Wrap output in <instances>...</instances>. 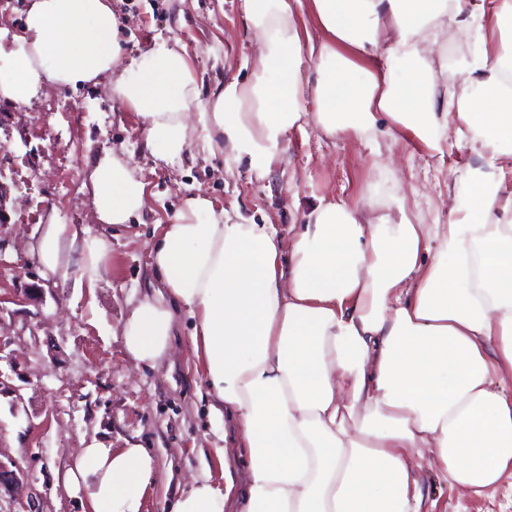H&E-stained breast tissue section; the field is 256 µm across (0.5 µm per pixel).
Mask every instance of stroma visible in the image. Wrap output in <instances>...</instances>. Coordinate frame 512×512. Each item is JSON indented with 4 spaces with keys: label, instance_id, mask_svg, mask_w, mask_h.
Listing matches in <instances>:
<instances>
[{
    "label": "stroma",
    "instance_id": "obj_1",
    "mask_svg": "<svg viewBox=\"0 0 512 512\" xmlns=\"http://www.w3.org/2000/svg\"><path fill=\"white\" fill-rule=\"evenodd\" d=\"M125 48L138 56L159 40L179 42L197 74L201 98L218 82L246 78L255 47L239 0H111ZM375 138L344 142L314 125L289 132L285 150L263 181L247 164L224 167L222 153L190 143L178 157L145 149L135 112L112 99L108 83L72 90L46 85L27 106L0 101V462L22 477L20 499L0 497V512H85L84 493L63 475L79 449L93 445L149 448L157 480L147 512H168L194 480L221 482L229 465L237 487L245 467L233 435L210 413L201 365L179 314L171 350L156 367L128 355L123 325L159 283L150 267L157 225L186 198L202 194L237 209L242 222L302 223L320 201L374 202L385 208L403 184L423 224L449 221L448 187L476 159L449 133L443 155L414 139L393 142L386 121ZM111 151L130 164L147 189L141 216L129 224L97 223L85 186L88 166ZM69 224L55 272L45 271L38 245L47 224ZM105 236L112 261L96 284L84 272L83 240ZM433 512H512V485L468 496L439 483L421 466Z\"/></svg>",
    "mask_w": 512,
    "mask_h": 512
}]
</instances>
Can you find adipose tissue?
<instances>
[{"mask_svg":"<svg viewBox=\"0 0 512 512\" xmlns=\"http://www.w3.org/2000/svg\"><path fill=\"white\" fill-rule=\"evenodd\" d=\"M257 47L247 81L201 99L167 42L126 59L107 0H28L0 44V100L22 106L46 84L98 85L142 120L144 146L170 156L191 139L265 179L288 133L394 132L443 150L450 121L483 166L460 177L450 220L418 224L404 195L386 214L322 202L280 235L185 199L150 248L165 297L140 300L123 336L137 365L171 349L176 310L192 321L214 414H228L245 489L195 480L170 512H423L415 458L482 496L512 479V0H241ZM310 10L318 37L302 34ZM464 29V78L441 90L438 35ZM100 223L123 225L146 187L121 158L92 164ZM156 462L139 445L81 449L64 475L88 512H146Z\"/></svg>","mask_w":512,"mask_h":512,"instance_id":"1","label":"adipose tissue"}]
</instances>
